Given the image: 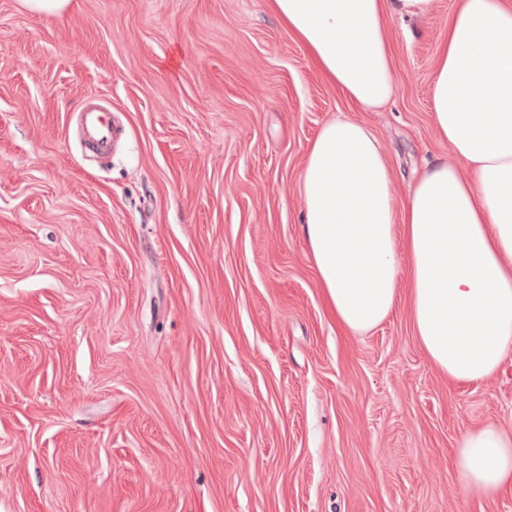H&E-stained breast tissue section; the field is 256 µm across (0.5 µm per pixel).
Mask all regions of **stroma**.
I'll return each instance as SVG.
<instances>
[{
    "instance_id": "obj_1",
    "label": "stroma",
    "mask_w": 512,
    "mask_h": 512,
    "mask_svg": "<svg viewBox=\"0 0 512 512\" xmlns=\"http://www.w3.org/2000/svg\"><path fill=\"white\" fill-rule=\"evenodd\" d=\"M455 2L391 23L395 94L365 112L267 0H0V512H512L452 462L464 430H512V356L449 380L405 294L345 333L301 224L338 116L398 196L451 158L431 112ZM94 96L125 122L102 165L69 127ZM71 0H19V4L32 13L60 15L70 5Z\"/></svg>"
}]
</instances>
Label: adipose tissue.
Instances as JSON below:
<instances>
[{
    "label": "adipose tissue",
    "mask_w": 512,
    "mask_h": 512,
    "mask_svg": "<svg viewBox=\"0 0 512 512\" xmlns=\"http://www.w3.org/2000/svg\"><path fill=\"white\" fill-rule=\"evenodd\" d=\"M269 2L323 77L364 111L394 93L390 23L425 19L435 7ZM432 99L433 126L455 160L427 166L403 201L365 123L342 117L323 125L299 180L303 233L343 330L375 329L408 292L412 331L431 363L452 380L474 382L512 354V0H457ZM454 467L472 496L512 490V432L493 423L467 429Z\"/></svg>",
    "instance_id": "adipose-tissue-1"
}]
</instances>
